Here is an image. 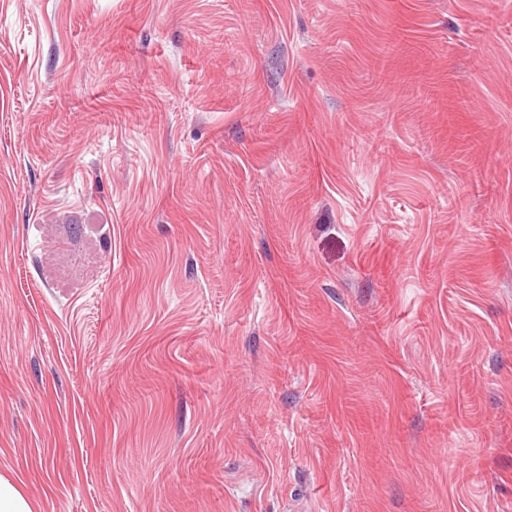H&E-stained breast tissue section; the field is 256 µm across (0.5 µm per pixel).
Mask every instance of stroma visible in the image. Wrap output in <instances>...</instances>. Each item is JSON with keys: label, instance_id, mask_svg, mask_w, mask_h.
I'll return each mask as SVG.
<instances>
[{"label": "stroma", "instance_id": "35a3bbf8", "mask_svg": "<svg viewBox=\"0 0 512 512\" xmlns=\"http://www.w3.org/2000/svg\"><path fill=\"white\" fill-rule=\"evenodd\" d=\"M0 476L512 512V0H0Z\"/></svg>", "mask_w": 512, "mask_h": 512}]
</instances>
